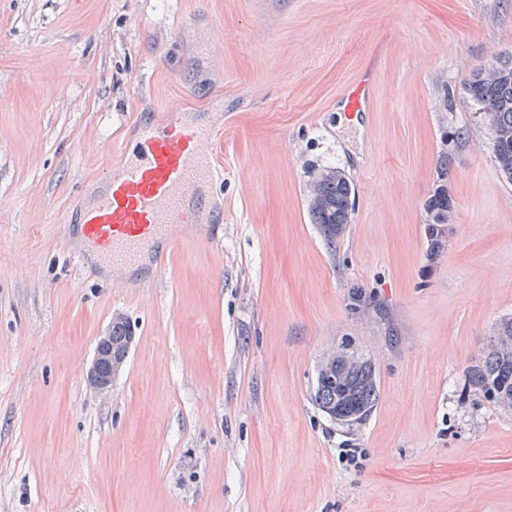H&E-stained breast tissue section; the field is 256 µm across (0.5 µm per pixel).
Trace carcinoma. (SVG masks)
Segmentation results:
<instances>
[{
  "label": "carcinoma",
  "instance_id": "carcinoma-1",
  "mask_svg": "<svg viewBox=\"0 0 512 512\" xmlns=\"http://www.w3.org/2000/svg\"><path fill=\"white\" fill-rule=\"evenodd\" d=\"M468 91L493 132V156L504 178L512 182V53L504 52L489 66L472 76ZM354 188L336 168L317 175L310 184L309 214L323 239L333 244L350 223ZM454 205L441 186L428 199L426 231L432 252H439ZM130 325L112 322V355L115 364L124 358ZM473 395L498 407L512 408V317L502 320L489 342L482 361L469 374ZM379 388L373 364L340 350L325 359L318 369L312 400L330 417L336 411L351 416L352 423L364 421L377 404Z\"/></svg>",
  "mask_w": 512,
  "mask_h": 512
}]
</instances>
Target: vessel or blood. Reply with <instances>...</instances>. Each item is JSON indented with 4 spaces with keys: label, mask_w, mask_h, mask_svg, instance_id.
<instances>
[{
    "label": "vessel or blood",
    "mask_w": 512,
    "mask_h": 512,
    "mask_svg": "<svg viewBox=\"0 0 512 512\" xmlns=\"http://www.w3.org/2000/svg\"><path fill=\"white\" fill-rule=\"evenodd\" d=\"M376 64L363 67L343 90L344 112L368 114L378 79ZM223 129L215 119L169 104L164 118L138 125L122 145L103 190L85 208L81 230L87 247L120 269L144 260L157 241L174 244L201 236L213 214L205 188L217 165Z\"/></svg>",
    "instance_id": "vessel-or-blood-1"
}]
</instances>
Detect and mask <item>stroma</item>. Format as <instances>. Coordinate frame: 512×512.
I'll list each match as a JSON object with an SVG mask.
<instances>
[{
    "instance_id": "stroma-1",
    "label": "stroma",
    "mask_w": 512,
    "mask_h": 512,
    "mask_svg": "<svg viewBox=\"0 0 512 512\" xmlns=\"http://www.w3.org/2000/svg\"><path fill=\"white\" fill-rule=\"evenodd\" d=\"M506 51L512 0H0V512H512V414L466 390L512 316V183L468 92ZM171 102L223 115L224 220L116 288L77 224ZM330 167L354 187L332 246L308 211ZM340 349L378 374L359 426L310 399ZM376 64L369 63L363 67L341 93L340 103L343 112L354 115H366L373 105V88L378 79ZM453 208L454 205L448 198V190L443 186L437 188L428 199L426 231L430 241V249L433 253L439 252L442 247L448 224L453 222ZM121 319L123 318H114V322L111 320L101 336L98 337L92 361L86 372L89 387L98 394L109 392L112 380L120 373V369L112 368V355L117 366L122 360L121 364H125L133 342L134 336H132L130 325Z\"/></svg>"
}]
</instances>
